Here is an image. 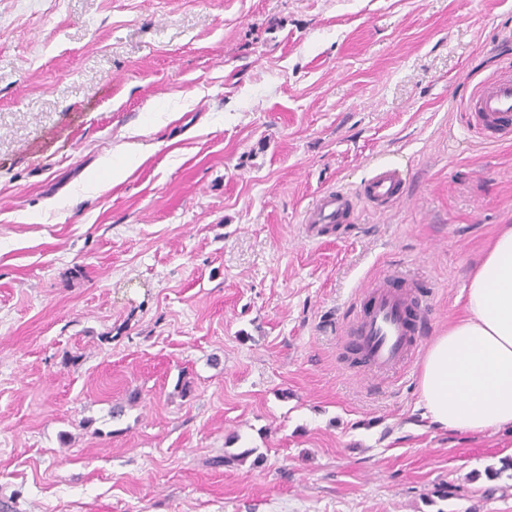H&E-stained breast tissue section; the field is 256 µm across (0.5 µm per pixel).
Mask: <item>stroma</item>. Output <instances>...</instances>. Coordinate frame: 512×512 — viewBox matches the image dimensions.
Segmentation results:
<instances>
[{"instance_id": "stroma-1", "label": "stroma", "mask_w": 512, "mask_h": 512, "mask_svg": "<svg viewBox=\"0 0 512 512\" xmlns=\"http://www.w3.org/2000/svg\"><path fill=\"white\" fill-rule=\"evenodd\" d=\"M511 74L512 0H0V505L512 512V429L419 387L512 224L466 106ZM380 167L400 202L306 238ZM405 274L426 328L379 380L353 299ZM354 196L348 191L336 190L322 193L306 211L302 223L309 239L322 233L326 224H343L354 213Z\"/></svg>"}]
</instances>
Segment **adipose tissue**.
Returning <instances> with one entry per match:
<instances>
[{"mask_svg":"<svg viewBox=\"0 0 512 512\" xmlns=\"http://www.w3.org/2000/svg\"><path fill=\"white\" fill-rule=\"evenodd\" d=\"M424 416L467 433L512 428V225H503L469 276L464 310L427 351Z\"/></svg>","mask_w":512,"mask_h":512,"instance_id":"ef3b65f1","label":"adipose tissue"}]
</instances>
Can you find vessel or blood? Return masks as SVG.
I'll list each match as a JSON object with an SVG mask.
<instances>
[{
  "instance_id": "vessel-or-blood-1",
  "label": "vessel or blood",
  "mask_w": 512,
  "mask_h": 512,
  "mask_svg": "<svg viewBox=\"0 0 512 512\" xmlns=\"http://www.w3.org/2000/svg\"><path fill=\"white\" fill-rule=\"evenodd\" d=\"M470 109L474 124L487 143L512 139V78L481 81L472 95ZM400 195L399 172L379 169L359 194L336 190L319 195L304 215V232L314 239L320 236L324 225L346 222L354 212L355 198L385 208ZM362 293L367 303L354 315L351 334L363 366L377 375L402 369L418 350L419 317L413 288H396L388 279L373 278L364 284Z\"/></svg>"
}]
</instances>
